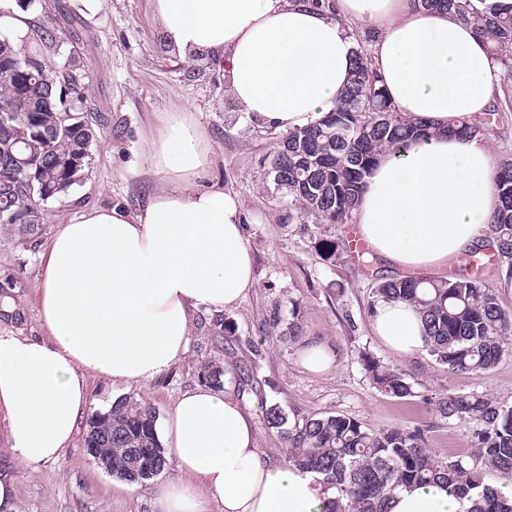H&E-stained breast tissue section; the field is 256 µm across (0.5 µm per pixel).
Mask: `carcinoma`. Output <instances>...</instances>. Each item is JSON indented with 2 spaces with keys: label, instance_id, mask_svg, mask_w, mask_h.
<instances>
[{
  "label": "carcinoma",
  "instance_id": "carcinoma-1",
  "mask_svg": "<svg viewBox=\"0 0 512 512\" xmlns=\"http://www.w3.org/2000/svg\"><path fill=\"white\" fill-rule=\"evenodd\" d=\"M448 12L455 21L472 25L486 37L490 53L504 74L512 77V9L487 0H421ZM35 48L22 53L10 39L0 43V60L43 57L55 43L50 29L36 26L28 36ZM69 78L50 66L23 79L22 86L0 85V114L9 117V129L0 127V213L14 208L24 195L14 176L15 159L28 157V144L38 145V162L46 188L70 177L78 164L87 167L91 143L77 129L59 122L61 81ZM494 113L458 121L456 131L486 136L493 131ZM434 135L426 124L411 123L392 111L385 90L378 85L363 50H356L353 78L346 95L322 123L290 131L271 163L275 185L287 191L301 213L326 224H345L351 218L364 179L378 153L398 150ZM498 207L489 230L496 245L480 246L466 254L471 270L448 277H391L375 275L379 300H403L424 317V351L448 369L481 375L512 353V315L501 306L493 288L480 277L479 256L494 257L492 265L512 275V162L506 161L495 178ZM363 367L373 387L382 394L412 395L406 374L362 354ZM443 418H474L481 423L476 448L469 456L438 462L424 448V431L399 428L373 432L343 415L290 420L274 403L262 407L260 425L276 429L288 444V463L317 474L338 498L327 512H384L399 487L441 480L457 497L478 495L472 512H512V502L499 488L485 483L488 470L507 475L512 482V406L487 394L441 397L435 402ZM156 412L147 402L119 398L105 413L89 421L85 446L100 463L112 465L120 478L143 484L164 470L167 458L156 432Z\"/></svg>",
  "mask_w": 512,
  "mask_h": 512
}]
</instances>
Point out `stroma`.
<instances>
[{
  "mask_svg": "<svg viewBox=\"0 0 512 512\" xmlns=\"http://www.w3.org/2000/svg\"><path fill=\"white\" fill-rule=\"evenodd\" d=\"M62 2L67 9L54 14L52 23L61 48L51 61L63 66L72 52L83 59L81 93L100 134L91 146L85 182L40 204V223L0 224V286L7 288L13 307L11 316L0 314V331L42 335L38 270L56 225L92 207H135L144 187L129 167L142 162L143 142L156 130L157 113L186 107L212 137L214 161L201 184L223 182L241 204L257 285L234 309L200 314L184 359L148 387L118 390L94 375L92 399L105 406L118 397L142 398L161 415L182 391L199 384L209 363L250 374L253 391L245 402L252 412L277 403L298 419L341 414L375 432L419 427L436 461L469 454L479 422L442 418L434 401L477 392L512 406V355L479 376L449 371L422 353L393 356L371 329L373 273L396 276L400 270L381 258L365 267L345 247L351 224L300 215L269 174L281 132L245 123L211 63L182 62L165 42L149 0ZM326 238L342 242L343 250L326 256L320 248ZM295 305L298 339L265 331L272 309L286 318ZM309 343L330 351V370L315 374L302 367L300 352ZM365 352L401 368L412 396L398 399L377 391L363 369ZM0 473L16 476L23 512H150L152 481L136 493L118 488V476L88 455L80 434L58 461L36 469L17 468L0 434Z\"/></svg>",
  "mask_w": 512,
  "mask_h": 512,
  "instance_id": "stroma-1",
  "label": "stroma"
}]
</instances>
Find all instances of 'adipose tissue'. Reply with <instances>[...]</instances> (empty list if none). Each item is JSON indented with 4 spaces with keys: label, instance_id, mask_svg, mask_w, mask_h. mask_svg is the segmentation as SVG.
Returning a JSON list of instances; mask_svg holds the SVG:
<instances>
[{
    "label": "adipose tissue",
    "instance_id": "obj_1",
    "mask_svg": "<svg viewBox=\"0 0 512 512\" xmlns=\"http://www.w3.org/2000/svg\"><path fill=\"white\" fill-rule=\"evenodd\" d=\"M180 59L209 60L248 121L288 132L320 123L353 75L358 24L377 28L371 67L396 112L437 136L383 150L353 215L374 253L430 271L490 235L499 161L484 137L449 133L485 112L501 67L473 27L419 0H151ZM144 160L163 175L136 208L98 207L57 225L39 270L43 333L0 334V424L17 465L58 460L95 409L88 377L144 387L180 362L197 315L223 314L255 287L243 214L212 163L207 132L180 109L160 118ZM374 335L395 356L424 346L421 313L378 301ZM160 431L179 475L150 492L151 512H325L335 490L260 448L249 410L227 389L182 392ZM445 484L402 486L388 512H472Z\"/></svg>",
    "mask_w": 512,
    "mask_h": 512
}]
</instances>
